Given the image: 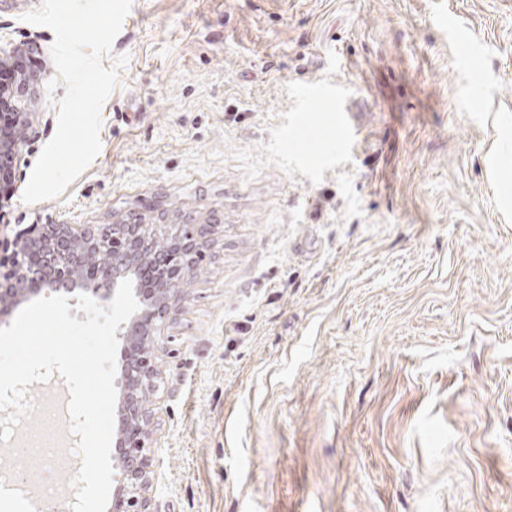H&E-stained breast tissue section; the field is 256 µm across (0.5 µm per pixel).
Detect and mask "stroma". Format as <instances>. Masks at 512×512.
Masks as SVG:
<instances>
[{"label":"stroma","instance_id":"35a3bbf8","mask_svg":"<svg viewBox=\"0 0 512 512\" xmlns=\"http://www.w3.org/2000/svg\"><path fill=\"white\" fill-rule=\"evenodd\" d=\"M41 3L0 0V58L44 61L20 189L66 92ZM119 56L98 155L0 235L210 225L153 341L152 512H512V0H133ZM306 95V108L309 109L312 107L313 111L315 110V102L320 98L329 97L336 99V128L341 133V143H346L353 134V128L350 114L345 108L343 93L338 89H336L335 92L333 90H324L313 86L308 88Z\"/></svg>","mask_w":512,"mask_h":512}]
</instances>
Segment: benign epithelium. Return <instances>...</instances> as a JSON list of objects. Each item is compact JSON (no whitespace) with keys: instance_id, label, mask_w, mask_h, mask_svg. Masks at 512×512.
Wrapping results in <instances>:
<instances>
[{"instance_id":"1","label":"benign epithelium","mask_w":512,"mask_h":512,"mask_svg":"<svg viewBox=\"0 0 512 512\" xmlns=\"http://www.w3.org/2000/svg\"><path fill=\"white\" fill-rule=\"evenodd\" d=\"M35 82L21 83L17 120L19 131L4 146L0 144V161H16L27 143L24 131L38 119L29 111ZM169 235L168 226L153 225L152 234L140 232L138 224H35L16 232L13 240L9 269L0 276V313L6 314L21 292L17 287L28 286L31 295L45 291L78 296L86 294L95 302L113 299L124 279H140L152 267L162 268L153 292L154 301H148L143 289H134L139 308L116 333L119 339V425L113 436L112 512H151L149 434L144 430L149 410L144 395L157 389L158 369L154 364L150 344L133 338L145 327L153 337L176 308L172 285L190 276L194 261L187 260L179 251L157 249L156 238ZM94 237L104 250L105 259L91 268L90 277L82 275L84 260L73 251L70 241Z\"/></svg>"}]
</instances>
